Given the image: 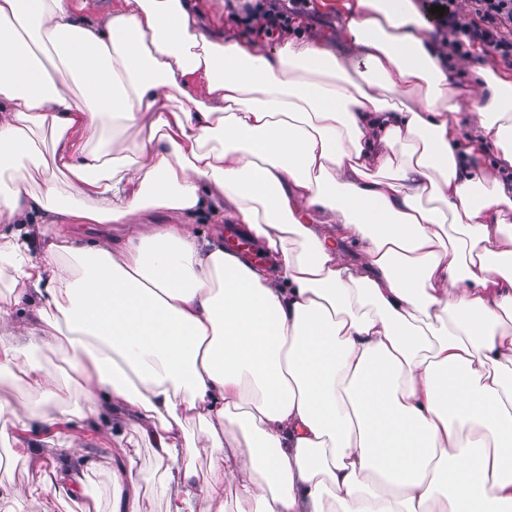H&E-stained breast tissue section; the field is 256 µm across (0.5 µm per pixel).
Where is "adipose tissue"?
Here are the masks:
<instances>
[{"mask_svg": "<svg viewBox=\"0 0 512 512\" xmlns=\"http://www.w3.org/2000/svg\"><path fill=\"white\" fill-rule=\"evenodd\" d=\"M343 10L348 58L209 36L189 0H0V320L32 304L0 381L38 397L0 398L1 440L60 401L48 350L83 415L150 444L168 512H512V184L474 165L490 144L512 168V78L484 74L461 146L430 14ZM39 130L62 180L36 192ZM214 196L271 267L137 221ZM137 455L112 512H141ZM89 479L54 468L24 494L101 512ZM48 367L55 373L60 385L64 390V401L61 404L63 409L75 410L83 403L82 389L66 371L61 356L47 352L44 357Z\"/></svg>", "mask_w": 512, "mask_h": 512, "instance_id": "ef3b65f1", "label": "adipose tissue"}]
</instances>
